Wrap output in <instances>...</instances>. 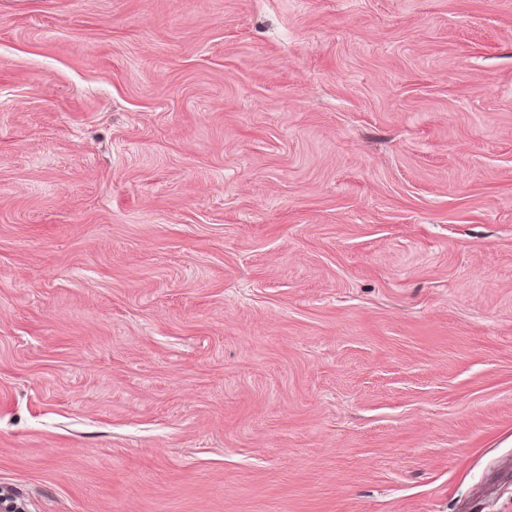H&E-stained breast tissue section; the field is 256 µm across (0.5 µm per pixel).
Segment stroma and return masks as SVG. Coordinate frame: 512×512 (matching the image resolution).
<instances>
[{
  "label": "stroma",
  "instance_id": "stroma-1",
  "mask_svg": "<svg viewBox=\"0 0 512 512\" xmlns=\"http://www.w3.org/2000/svg\"><path fill=\"white\" fill-rule=\"evenodd\" d=\"M1 487L512 512V0H0Z\"/></svg>",
  "mask_w": 512,
  "mask_h": 512
}]
</instances>
